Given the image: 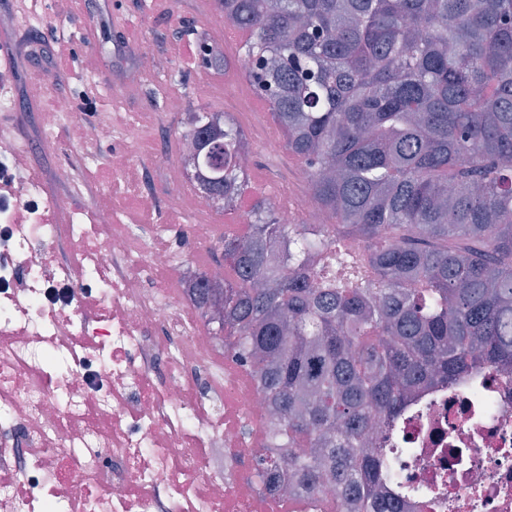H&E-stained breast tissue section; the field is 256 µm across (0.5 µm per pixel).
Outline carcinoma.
I'll list each match as a JSON object with an SVG mask.
<instances>
[{"instance_id":"carcinoma-1","label":"carcinoma","mask_w":512,"mask_h":512,"mask_svg":"<svg viewBox=\"0 0 512 512\" xmlns=\"http://www.w3.org/2000/svg\"><path fill=\"white\" fill-rule=\"evenodd\" d=\"M241 73L305 167L320 224L258 200L187 281L278 425L247 479L301 512H397L369 447L418 387L512 367V0H214ZM183 168L228 214L248 190L235 117L186 113ZM342 255L341 271L330 256ZM330 482L334 499L315 498Z\"/></svg>"}]
</instances>
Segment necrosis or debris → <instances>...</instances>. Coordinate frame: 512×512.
Returning a JSON list of instances; mask_svg holds the SVG:
<instances>
[{"mask_svg":"<svg viewBox=\"0 0 512 512\" xmlns=\"http://www.w3.org/2000/svg\"><path fill=\"white\" fill-rule=\"evenodd\" d=\"M4 190L0 512H268L222 469L225 450L259 455L276 422L243 374L214 394L218 345L188 291L159 282L173 266L159 233L54 223L67 202L37 170ZM62 237L78 260L58 259ZM378 439L401 459L399 512H512V369L417 389Z\"/></svg>","mask_w":512,"mask_h":512,"instance_id":"obj_1","label":"necrosis or debris"}]
</instances>
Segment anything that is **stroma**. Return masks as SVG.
Here are the masks:
<instances>
[{"mask_svg":"<svg viewBox=\"0 0 512 512\" xmlns=\"http://www.w3.org/2000/svg\"><path fill=\"white\" fill-rule=\"evenodd\" d=\"M185 23L196 27V36L179 35L178 30ZM78 28L83 29L85 36L71 45L74 63L69 80L57 82L51 76L55 40L60 30ZM221 30L209 0H172L166 12L151 0H76L70 18L46 12L40 23L31 27V39L20 40L15 30L8 34L16 51L29 54L22 77L12 84L15 107L9 118L11 123L23 126L22 143L30 164L38 165L48 176L49 190L70 196V212L60 216V223L75 219L83 224H108L117 217L126 224L166 225L178 262L169 272L173 278L184 265L205 268L215 257L217 240L194 243L185 237L183 227L194 221L190 211H138L133 187L113 167L115 138L88 145L81 140L76 126L67 123L58 125L53 136L45 138L39 131L40 116L54 96L76 93L92 102V120L109 119L118 109L127 112L137 124L140 136L139 143L127 150L129 166L158 195H166L173 189L168 171L178 164L177 133L185 112L201 107L222 111L229 99L244 98L249 100L262 129L274 126L266 100L237 69L243 40L223 42L226 65L220 71L201 64L195 55L199 41H214ZM157 33L165 34L167 47L157 57L156 76L142 80L137 97H123L112 85L113 71L125 62L124 57L114 54V45L134 35L150 37ZM173 94L183 101L181 111L173 112L167 107ZM60 161L68 162L77 171L83 183L81 192L70 193L68 186L51 180L52 170ZM306 181L301 162L288 152L270 158L261 155L249 171L246 198L274 199L284 183L302 185Z\"/></svg>","mask_w":512,"mask_h":512,"instance_id":"stroma-1","label":"stroma"}]
</instances>
